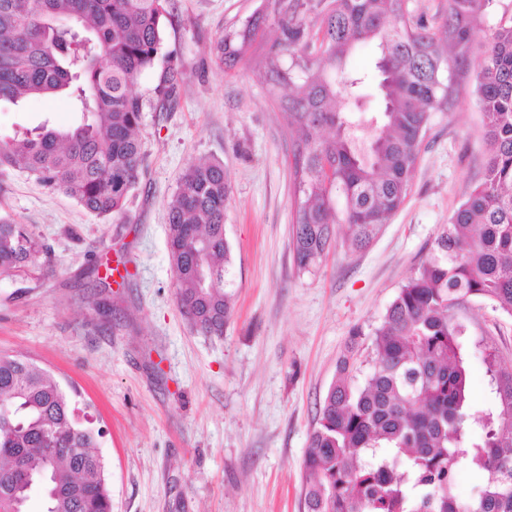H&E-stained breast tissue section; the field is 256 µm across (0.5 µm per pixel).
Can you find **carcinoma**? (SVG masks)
I'll return each mask as SVG.
<instances>
[{
	"instance_id": "cac0c4a2",
	"label": "carcinoma",
	"mask_w": 512,
	"mask_h": 512,
	"mask_svg": "<svg viewBox=\"0 0 512 512\" xmlns=\"http://www.w3.org/2000/svg\"><path fill=\"white\" fill-rule=\"evenodd\" d=\"M492 0H448L435 31L409 0H270L281 29L263 61L288 86L293 151L292 243L306 272L330 252L335 225L352 249L368 246L406 200L432 114L448 109L458 80L473 76L486 165L481 181L372 332V367L356 380L354 330L337 363L303 460L305 512H512V366L495 351L483 362L492 404L468 403L462 352L466 327L453 311L468 296L512 316V23L471 54L474 26ZM168 0H0V102L64 94L82 115L69 129L42 126L0 143V170H19L73 196L88 211L124 210L144 161L138 136L139 76L162 49ZM319 20L310 33L307 14ZM254 14L213 48L234 68L261 31ZM372 43L381 111L353 118L366 77L350 57ZM177 72L157 100L174 98ZM230 182L219 161L190 164L168 203L175 297L191 326L224 335L231 248L224 235ZM40 247L26 228L0 218V276L28 266ZM48 370L0 354V512H27L30 482L43 512H112L99 433ZM483 476L465 501L455 477Z\"/></svg>"
}]
</instances>
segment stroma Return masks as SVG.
<instances>
[{
  "label": "stroma",
  "instance_id": "35a3bbf8",
  "mask_svg": "<svg viewBox=\"0 0 512 512\" xmlns=\"http://www.w3.org/2000/svg\"><path fill=\"white\" fill-rule=\"evenodd\" d=\"M163 50L135 85L154 99L168 66L181 79L169 111L146 107L143 173L124 213L97 217L17 171L0 174V216L42 247L0 277V353L25 354L101 429L112 512H303V459L353 329L370 363L372 332L443 226L483 176L482 115L472 79L435 113L403 206L365 250L344 237L313 272L291 239L292 141L262 61L269 25L233 69L212 47L266 10L265 0H171ZM80 113L64 97L0 103V139ZM219 160L231 182L224 234L233 314L223 336L192 328L175 299L166 213L186 167ZM475 409L491 402L478 347L512 363V316L470 298L454 312Z\"/></svg>",
  "mask_w": 512,
  "mask_h": 512
}]
</instances>
